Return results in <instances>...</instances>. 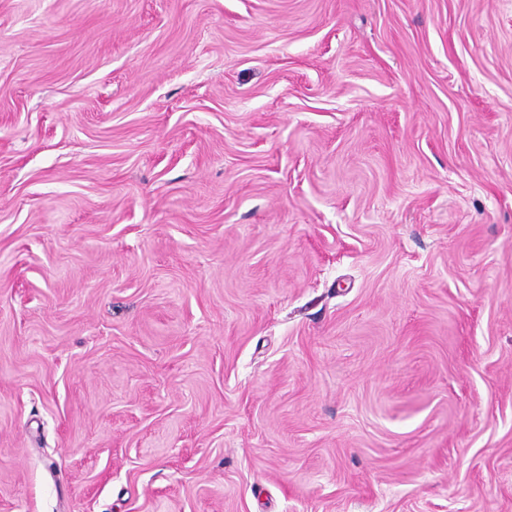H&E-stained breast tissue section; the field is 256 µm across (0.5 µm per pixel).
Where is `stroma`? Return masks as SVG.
I'll return each instance as SVG.
<instances>
[{"instance_id":"1","label":"stroma","mask_w":512,"mask_h":512,"mask_svg":"<svg viewBox=\"0 0 512 512\" xmlns=\"http://www.w3.org/2000/svg\"><path fill=\"white\" fill-rule=\"evenodd\" d=\"M0 512H512V0H0Z\"/></svg>"}]
</instances>
